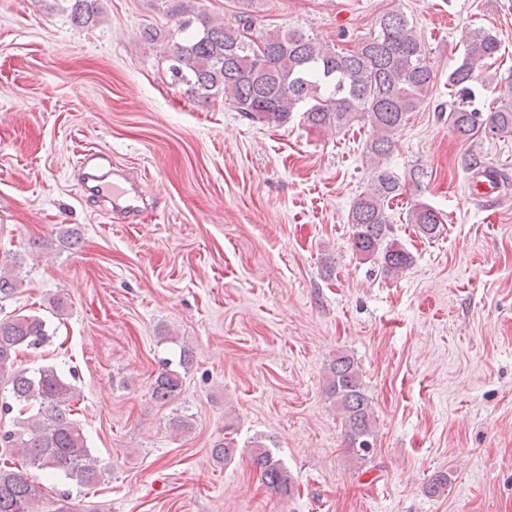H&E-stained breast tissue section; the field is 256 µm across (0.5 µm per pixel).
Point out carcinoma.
Wrapping results in <instances>:
<instances>
[{"label":"carcinoma","instance_id":"carcinoma-1","mask_svg":"<svg viewBox=\"0 0 512 512\" xmlns=\"http://www.w3.org/2000/svg\"><path fill=\"white\" fill-rule=\"evenodd\" d=\"M99 2L61 0L62 11L74 24L87 25L99 13ZM187 14L178 20L184 38L177 41L149 30L146 39L165 42L169 72L191 94L206 102L221 98L252 120L268 124H283L294 112L303 113L308 125L326 131L365 119L372 128L367 153L377 161L389 155L395 133L420 107L436 78L413 27L400 12L380 16L374 30L348 52L299 28L263 32L255 28L250 14L233 24L214 21L202 12ZM499 48L496 36L479 30L461 62L448 71L453 96L448 123L464 140L482 132L512 134V104L494 110L482 104L486 71ZM464 165L491 182L497 180V171L473 153ZM402 189L399 179L381 168L348 215L356 255L386 276L402 274L413 263L410 252L394 238L387 212L389 201ZM408 220L428 239L442 229L439 213L425 203L415 204ZM19 274L16 261L0 259V300L22 285ZM47 337L46 321L38 315L0 319V412L16 408L22 414L36 408L14 428L0 429V453L12 459L0 463V512H42L32 469L60 472L81 488L97 485L105 474L73 417L74 386L53 366L15 367L18 351L40 346ZM190 357L185 349L177 366L162 367L152 386L155 400L165 404L181 393ZM326 393L341 416L348 452L357 462H365L376 448V419L354 360L339 356L330 364ZM235 450V438L226 437L214 445L212 456L225 461ZM253 462L269 487L284 495L292 491L290 474L264 445H256Z\"/></svg>","mask_w":512,"mask_h":512}]
</instances>
